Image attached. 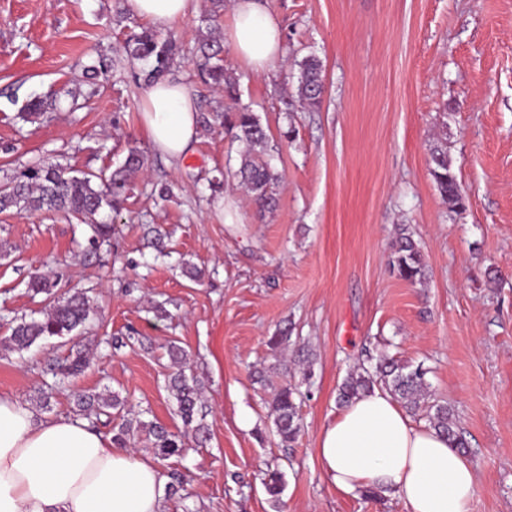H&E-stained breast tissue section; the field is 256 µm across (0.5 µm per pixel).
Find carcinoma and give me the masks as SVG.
Instances as JSON below:
<instances>
[{
  "label": "carcinoma",
  "mask_w": 512,
  "mask_h": 512,
  "mask_svg": "<svg viewBox=\"0 0 512 512\" xmlns=\"http://www.w3.org/2000/svg\"><path fill=\"white\" fill-rule=\"evenodd\" d=\"M123 51L128 58L144 63V67L130 71V78L135 83L142 81L146 84L169 75L179 55V47L173 37L162 36L139 25L128 28ZM299 67L298 101L316 108L320 106L324 93L322 64L317 58L308 56L299 63ZM195 71L203 85L224 90V97L234 103V106L222 111L198 112V123L205 129L222 127L244 144L245 152L239 169L242 184L252 194L259 214L273 211L279 174L266 160L270 148L269 134L256 113L239 103L238 82L226 64L224 49L217 39L206 37L200 40ZM57 102L55 93L34 99L19 113V118L24 122L36 123L56 109ZM432 161L434 167L431 168V175L443 202L452 211L463 209L464 197L457 177L448 165L447 153L436 151ZM147 167V155L137 148L130 149L123 163L108 176L76 171L58 159L39 160L23 166L0 184V212H51L81 218L92 231L85 256L98 258L101 247L110 242L112 225L97 221L96 215L106 209L120 214L132 190V179ZM390 266L398 277L412 284L425 280L426 269L421 250L406 228L400 230L392 243ZM56 286L55 280L44 275L31 278L29 288L36 294L47 296L48 308L42 311V317L38 319H13L9 327L10 335L1 339V344L21 354L39 339L69 337L89 321L92 298L88 290L76 288L67 296L57 298L54 293ZM290 340L286 328L271 336L268 345L275 363L255 375V381L263 389H272V397L266 401L268 417L272 419L274 433L283 447L295 442L302 432V393L298 385L292 382L294 366H305L302 381L308 382L313 376L315 361V354L304 344L298 346V361L280 356L290 345ZM167 353L174 372L169 375L166 391L176 402L184 432H173L156 422L141 419L140 414L128 408V399L116 391L79 394L75 402L79 415L86 419L93 417L98 420L102 415L110 418L114 414L119 417V422L112 426L113 445L127 448L142 443L161 461L183 457L187 452V436L203 442L209 435L202 414L204 385L195 374L186 373L187 353L184 348L173 341ZM88 365L85 352L78 349L65 363L50 367V372L55 384L62 386L69 377L82 372ZM376 387L387 391L408 412L425 415L431 427L448 438L451 447H464V442L454 429L451 409L446 404L430 400L422 366L381 354L374 364L368 367L362 364L347 375L339 388L338 405L346 406ZM284 484V474L278 468L270 471L264 482L267 494L274 499L279 498ZM183 490L184 475L171 473L167 499H188V495L182 494Z\"/></svg>",
  "instance_id": "carcinoma-1"
}]
</instances>
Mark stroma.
Listing matches in <instances>:
<instances>
[{"mask_svg": "<svg viewBox=\"0 0 512 512\" xmlns=\"http://www.w3.org/2000/svg\"><path fill=\"white\" fill-rule=\"evenodd\" d=\"M123 4L0 0V174L56 155L77 170L109 171L132 147L153 159L100 259L83 257L91 229L81 219L0 213V337L12 319L43 310L31 276L53 274L60 295L90 289L94 305L73 339L20 354L0 346V394L40 418L70 417L75 394L107 387L179 432L165 389V346L175 341L205 383L210 439L162 468L186 474L188 495L206 512H405L394 497L340 494L316 454L343 379L386 351L422 365L433 399L453 409L477 470L473 512H512V0H269L283 61L265 75L236 60L230 69L242 103L279 143L268 161L282 181L263 217L235 190L230 224L217 217L208 180L218 169L234 180L242 147L217 127L182 161L153 152L142 88L118 52ZM229 21L196 0L167 30L183 48L171 77L196 99L218 95L194 78L192 49L205 33L223 37ZM101 52L114 64L95 96L36 123L19 119L34 97L84 89V68ZM310 55L323 65L322 103L286 106L297 63ZM437 148L467 198L462 211L448 209L431 176ZM161 183L173 188L165 203L152 195ZM148 224L166 231L165 256L146 239ZM403 227L421 248L424 282L390 270ZM185 262L201 281L182 275ZM285 324L316 355L302 432L288 448L250 378L273 363L267 341ZM116 336L128 345L113 348ZM74 347L89 351L88 369L43 399L50 364ZM274 468L285 474L276 501L264 487Z\"/></svg>", "mask_w": 512, "mask_h": 512, "instance_id": "obj_1", "label": "stroma"}]
</instances>
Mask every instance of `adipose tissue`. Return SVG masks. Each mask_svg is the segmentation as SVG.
<instances>
[{
  "instance_id": "adipose-tissue-1",
  "label": "adipose tissue",
  "mask_w": 512,
  "mask_h": 512,
  "mask_svg": "<svg viewBox=\"0 0 512 512\" xmlns=\"http://www.w3.org/2000/svg\"><path fill=\"white\" fill-rule=\"evenodd\" d=\"M132 16L164 29L184 18L192 0H125ZM224 42L237 60L266 73L283 55L280 21L268 0H230ZM143 129L155 150L183 160L197 142V104L178 80L148 85ZM317 456L337 491L365 489L400 500L406 512H471L476 469L445 436L415 425L393 397L374 390L324 426ZM169 479L155 461L87 421L41 419L0 395V512H164Z\"/></svg>"
}]
</instances>
